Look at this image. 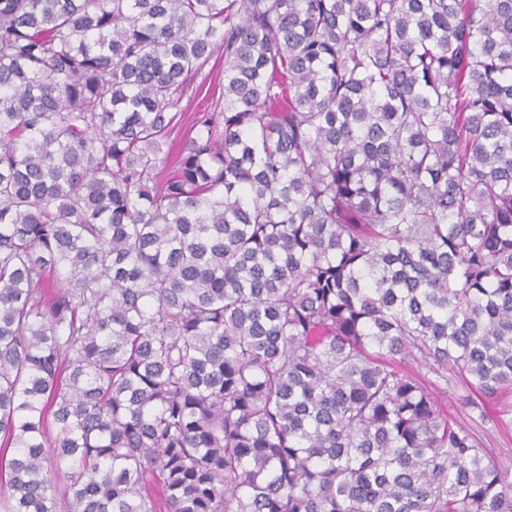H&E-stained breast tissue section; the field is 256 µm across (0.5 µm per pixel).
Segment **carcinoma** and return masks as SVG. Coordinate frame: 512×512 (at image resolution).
<instances>
[{"instance_id": "obj_1", "label": "carcinoma", "mask_w": 512, "mask_h": 512, "mask_svg": "<svg viewBox=\"0 0 512 512\" xmlns=\"http://www.w3.org/2000/svg\"><path fill=\"white\" fill-rule=\"evenodd\" d=\"M440 386L512 390V0H0V512H512ZM216 56L217 55H214V57L209 61V63L203 68L202 74H199V76L195 80L193 85V93L192 89H190L189 92L187 93V96L184 97L180 104L181 108L184 109V112H187L183 120V123L185 125L192 120L194 112H198L204 109L205 106L207 105L206 101H202V95H200L199 97H193L195 86L198 85L202 80H204V77L206 80L205 88L209 85V83H211L212 85H216V96H218V87H220L221 93L223 91L224 69L222 66L220 67L219 65H217V60L219 59V56L217 60Z\"/></svg>"}]
</instances>
